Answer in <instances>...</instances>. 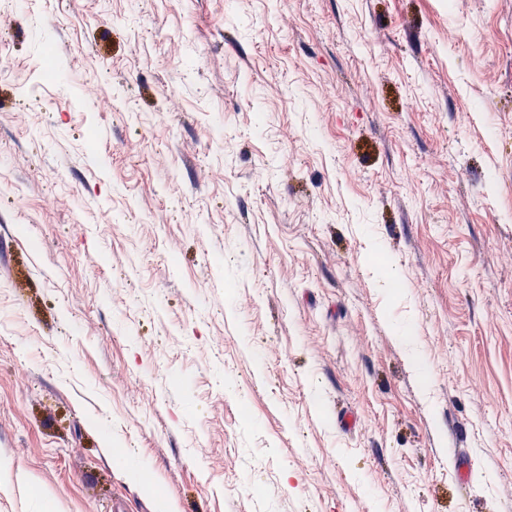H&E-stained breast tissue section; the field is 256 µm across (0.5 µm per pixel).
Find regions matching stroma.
Listing matches in <instances>:
<instances>
[{
	"mask_svg": "<svg viewBox=\"0 0 512 512\" xmlns=\"http://www.w3.org/2000/svg\"><path fill=\"white\" fill-rule=\"evenodd\" d=\"M3 459L0 512H512V0H0Z\"/></svg>",
	"mask_w": 512,
	"mask_h": 512,
	"instance_id": "1",
	"label": "stroma"
}]
</instances>
